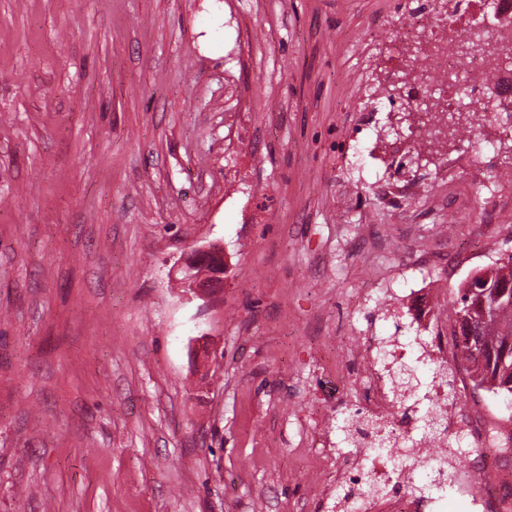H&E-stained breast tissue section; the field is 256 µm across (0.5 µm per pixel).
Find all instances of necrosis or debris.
I'll use <instances>...</instances> for the list:
<instances>
[{
    "instance_id": "necrosis-or-debris-1",
    "label": "necrosis or debris",
    "mask_w": 512,
    "mask_h": 512,
    "mask_svg": "<svg viewBox=\"0 0 512 512\" xmlns=\"http://www.w3.org/2000/svg\"><path fill=\"white\" fill-rule=\"evenodd\" d=\"M401 10L405 24L399 48L421 38L427 41L423 76L430 79L434 89L428 98L435 112L465 108L478 123L495 126L504 137L512 138V95L489 80L493 73L503 77L512 74V0H495L491 6L486 0H448L438 13L431 11L430 0H402ZM485 21L492 25L494 41L476 47L467 63H460L456 44ZM461 70L466 71L468 82L466 96L460 100L452 92L450 77ZM422 98L420 84L410 82L401 101L387 105L376 98L365 106L370 113L400 112L408 117L406 136H387L382 145L384 171L377 184L383 204L389 207L421 189L419 179L403 174L407 159L400 155V147L433 154L442 150L437 139L417 121L416 106ZM435 294L431 281L424 280L396 299L411 325L425 334L419 346L392 337L389 357L380 363L369 358L372 342L363 337L358 345L337 346L335 356L327 360L321 390L324 402L330 405L345 398L353 355L366 358L360 388L351 405L355 413L353 442L360 452L351 455L324 448L309 461V469L322 477L314 492L317 501L327 500L333 490L346 489L362 495L364 512H446L452 496L465 502L468 512H512V491L501 488L498 472L500 462L512 458V436L493 409L468 404L467 391L474 385L472 369L448 366V339L441 334ZM412 360L429 368L430 380L423 387L399 390L393 371ZM422 413L436 416L438 427L435 433L422 436L421 446L432 447L433 457L450 463L453 473L434 472V492L416 495L402 489L392 458L417 431ZM384 432L389 435V454L366 460L364 449L371 447L375 435Z\"/></svg>"
}]
</instances>
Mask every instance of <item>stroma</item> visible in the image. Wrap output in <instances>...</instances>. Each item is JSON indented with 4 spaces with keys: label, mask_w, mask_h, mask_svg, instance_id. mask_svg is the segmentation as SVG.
<instances>
[{
    "label": "stroma",
    "mask_w": 512,
    "mask_h": 512,
    "mask_svg": "<svg viewBox=\"0 0 512 512\" xmlns=\"http://www.w3.org/2000/svg\"><path fill=\"white\" fill-rule=\"evenodd\" d=\"M395 3L0 0V512H301L310 337L393 335L354 301L418 255L449 313L512 253L493 126L479 177L452 145L445 182L378 200L353 130L402 69ZM215 242L234 277L185 294L173 264Z\"/></svg>",
    "instance_id": "obj_1"
}]
</instances>
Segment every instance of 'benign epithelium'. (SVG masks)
I'll list each match as a JSON object with an SVG mask.
<instances>
[{"label":"benign epithelium","instance_id":"obj_1","mask_svg":"<svg viewBox=\"0 0 512 512\" xmlns=\"http://www.w3.org/2000/svg\"><path fill=\"white\" fill-rule=\"evenodd\" d=\"M174 268L181 274V287L197 296L210 295L224 287L232 271L223 245L217 243L194 249L189 257L177 260Z\"/></svg>","mask_w":512,"mask_h":512}]
</instances>
